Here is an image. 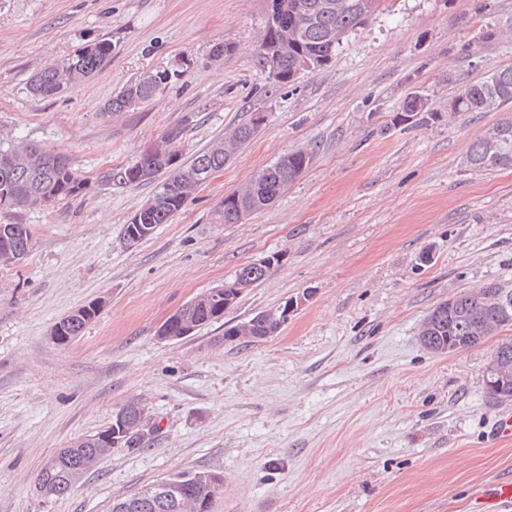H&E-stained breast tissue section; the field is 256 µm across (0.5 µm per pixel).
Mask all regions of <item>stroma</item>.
I'll use <instances>...</instances> for the list:
<instances>
[{"label": "stroma", "instance_id": "1", "mask_svg": "<svg viewBox=\"0 0 512 512\" xmlns=\"http://www.w3.org/2000/svg\"><path fill=\"white\" fill-rule=\"evenodd\" d=\"M268 0H0V147L65 154L86 189L49 208L0 211L25 224L28 255L0 268V512H109L112 501L180 471L219 473L212 512H473L478 486L512 474V445L486 443L512 409L486 389L502 328L434 354L418 340L440 301L488 285L512 291V167L474 173L470 144L502 112L447 118L466 84L512 64L498 30L512 0H384L328 65L264 95L255 47ZM107 39L112 59L53 98L32 76ZM226 52L213 60L212 50ZM179 70L150 103L104 113L126 83ZM440 119H391L411 93ZM262 109L254 139L135 248L123 230L156 182L106 183L171 128L183 158ZM308 168L242 224L214 207L298 148ZM429 262H421L422 252ZM284 260L223 321L174 341L160 324L243 265ZM300 305L245 345L224 328ZM100 300L66 346L52 325ZM131 401L157 430L115 451L62 499L35 477L59 449Z\"/></svg>", "mask_w": 512, "mask_h": 512}]
</instances>
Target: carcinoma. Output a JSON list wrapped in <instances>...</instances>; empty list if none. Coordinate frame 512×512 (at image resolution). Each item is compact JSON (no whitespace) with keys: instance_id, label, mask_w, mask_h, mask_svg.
I'll return each instance as SVG.
<instances>
[{"instance_id":"obj_1","label":"carcinoma","mask_w":512,"mask_h":512,"mask_svg":"<svg viewBox=\"0 0 512 512\" xmlns=\"http://www.w3.org/2000/svg\"><path fill=\"white\" fill-rule=\"evenodd\" d=\"M287 7L279 21L266 23L256 46V57L266 78L275 77L283 85L295 80L303 62L310 61L313 67L325 65L333 56L336 47L351 31L366 24L380 11L381 0H284ZM288 44V56L279 62L270 60L268 50L275 44ZM112 56V43L102 39L89 44L73 56L46 68L32 77L29 90L35 97L49 98L62 93L70 85L68 75L75 70L86 81L94 77ZM177 71L163 69L155 72L152 82L144 80L132 83L113 95L103 105L105 112H124L136 105L150 102L163 90ZM451 114L467 112H494L512 104V65L502 66L489 76L465 86L452 100ZM428 100L418 94L406 97L399 106L393 121L412 124L425 119L438 117ZM260 126L247 118L238 125L229 138L234 140V151L248 144ZM183 129L168 130L162 141L155 146L162 161L152 170H142V161L121 167L106 176L107 181L116 180L128 185H137L165 172L168 177L161 182L152 200L139 209L127 224L124 235L131 234L137 224H150L158 227L167 224L181 210L188 194L198 185L206 182L215 172L224 168L230 154L224 152V141L220 140L210 148L196 153L191 160L181 159L179 149ZM288 162L277 159L273 164L258 171L242 190L224 196L214 209L213 223L238 224L242 213L252 215L274 202L298 176L309 166L312 152L305 148L285 154ZM464 164L472 172H484L495 168L512 166V120L505 119L489 132L475 139L468 148ZM83 179L73 170L68 160L50 151L34 148L0 149V196L6 194L15 200L13 208L34 207L43 195L55 200L74 197L82 192ZM8 239L11 252L25 257L28 254L31 233L25 224H0V240ZM280 263V253L276 252L258 264H249L238 269L232 280H244L256 284L263 279L271 267ZM503 295L512 300V294H503L502 289L491 284L486 291L478 294L462 293L454 296L448 311L440 314L439 325L433 335L448 340V346L459 345L473 348L479 342L470 339L478 313L488 309L491 301L485 292ZM183 309L202 328L224 318L227 307L224 305V292L219 291L185 304ZM97 316L89 309L81 317H74L61 329L59 344L68 345L81 336L91 320ZM249 329L237 332V326L224 330V340L234 341L241 335L250 342H257L279 331V325L261 312L247 321ZM145 406L132 402L120 408L129 417L130 436L117 448L135 453L148 447L137 431L141 410ZM112 424L88 435L68 448H62L52 458L53 465L43 466L36 477L39 491L54 498L67 496L75 485L76 475H84L103 456L114 450L108 442ZM181 482L190 484L192 495L178 509L169 512H211L212 489L210 483L220 480V476L210 471L181 472L176 474Z\"/></svg>"}]
</instances>
